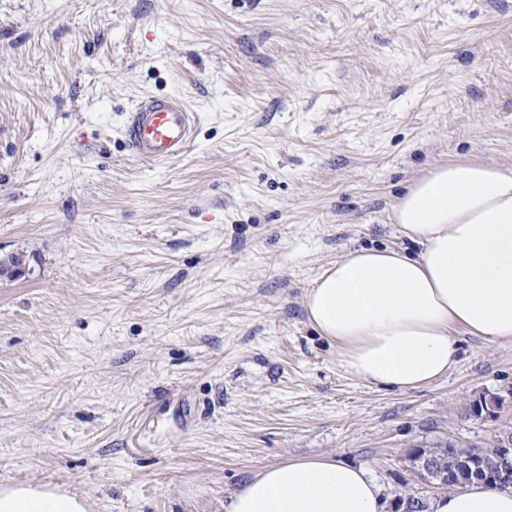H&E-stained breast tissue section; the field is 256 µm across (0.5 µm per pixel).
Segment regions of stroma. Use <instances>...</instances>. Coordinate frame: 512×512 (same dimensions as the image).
Returning <instances> with one entry per match:
<instances>
[{"label":"stroma","instance_id":"obj_1","mask_svg":"<svg viewBox=\"0 0 512 512\" xmlns=\"http://www.w3.org/2000/svg\"><path fill=\"white\" fill-rule=\"evenodd\" d=\"M181 96L185 154L125 113ZM512 169V0H0V485L87 512H225L263 467L362 465L512 421V342L455 329L417 390L363 384L304 306L360 247H404L408 183ZM500 395L497 417L466 414ZM195 122L181 98L160 93L140 98L126 113L122 131L136 157L167 162L186 152Z\"/></svg>","mask_w":512,"mask_h":512}]
</instances>
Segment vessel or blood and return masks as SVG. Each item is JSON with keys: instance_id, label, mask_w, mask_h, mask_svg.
Listing matches in <instances>:
<instances>
[{"instance_id": "1", "label": "vessel or blood", "mask_w": 512, "mask_h": 512, "mask_svg": "<svg viewBox=\"0 0 512 512\" xmlns=\"http://www.w3.org/2000/svg\"><path fill=\"white\" fill-rule=\"evenodd\" d=\"M196 115L168 93L140 98L127 112L123 135L141 159L167 162L182 156L194 135Z\"/></svg>"}]
</instances>
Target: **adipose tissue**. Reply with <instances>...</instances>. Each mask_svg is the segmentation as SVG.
<instances>
[{"label": "adipose tissue", "instance_id": "ef3b65f1", "mask_svg": "<svg viewBox=\"0 0 512 512\" xmlns=\"http://www.w3.org/2000/svg\"><path fill=\"white\" fill-rule=\"evenodd\" d=\"M392 221L417 246L361 248L326 268L305 296L310 324L340 365L369 386L417 389L457 360L454 328L512 341V170L463 161L414 180ZM367 469L329 455L266 466L227 512H384ZM0 512H87L81 497L0 487ZM429 512H512V490L473 484L435 495Z\"/></svg>", "mask_w": 512, "mask_h": 512}]
</instances>
